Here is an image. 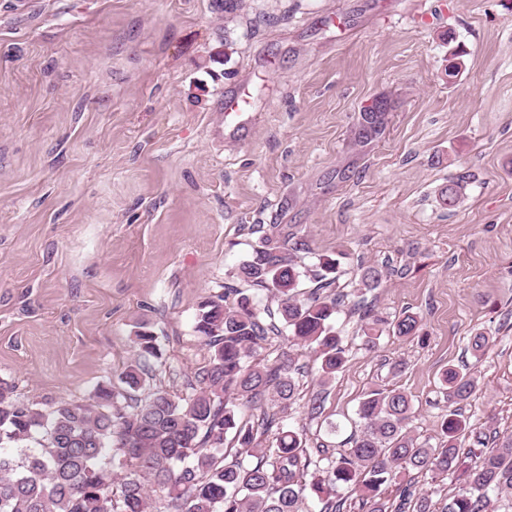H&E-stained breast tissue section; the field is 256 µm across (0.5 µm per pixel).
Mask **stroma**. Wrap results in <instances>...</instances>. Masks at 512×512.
I'll return each instance as SVG.
<instances>
[{
    "label": "stroma",
    "instance_id": "stroma-1",
    "mask_svg": "<svg viewBox=\"0 0 512 512\" xmlns=\"http://www.w3.org/2000/svg\"><path fill=\"white\" fill-rule=\"evenodd\" d=\"M241 89L242 120L224 112ZM380 100L384 132L358 142ZM273 225L302 268L339 255L346 292L420 324L369 346L340 310L325 386L293 350L310 445L349 448L374 389L404 390L436 442L451 367L479 378L468 421L512 435V0H0V379L20 402L118 384L143 325L162 352L146 391H182L199 305ZM368 266L384 277L363 292Z\"/></svg>",
    "mask_w": 512,
    "mask_h": 512
}]
</instances>
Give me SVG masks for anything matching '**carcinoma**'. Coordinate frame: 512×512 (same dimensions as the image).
<instances>
[{
	"mask_svg": "<svg viewBox=\"0 0 512 512\" xmlns=\"http://www.w3.org/2000/svg\"><path fill=\"white\" fill-rule=\"evenodd\" d=\"M290 237L273 235L238 267L237 278L278 298L276 312L245 291L227 287L199 308L195 332L204 362L186 377L185 394L159 388L142 400L146 359L158 355L157 336L136 331V358L122 372L121 392L100 388L88 401L62 403L46 413L21 403L0 379V512H343V486L358 493L366 512H388L382 487L417 471L434 476L463 471L464 482L442 512H489L512 503V436L491 438L462 414L478 388L469 369L441 377L450 409L436 445L411 435L412 399L400 390H372L359 402V430L349 452L327 456L302 430L285 426L295 403L298 367L282 356L259 357L272 338L313 349L320 383L344 365V337L336 332L338 262L319 259L311 296L299 298L302 276ZM418 319L403 313L392 326L413 336ZM270 400L278 414H269ZM257 411L252 420L243 410ZM39 448L14 455L4 448ZM484 451L465 460L460 437ZM235 448L227 460L226 448ZM491 450H486V447ZM396 512H434L412 481L399 484Z\"/></svg>",
	"mask_w": 512,
	"mask_h": 512,
	"instance_id": "obj_1",
	"label": "carcinoma"
}]
</instances>
